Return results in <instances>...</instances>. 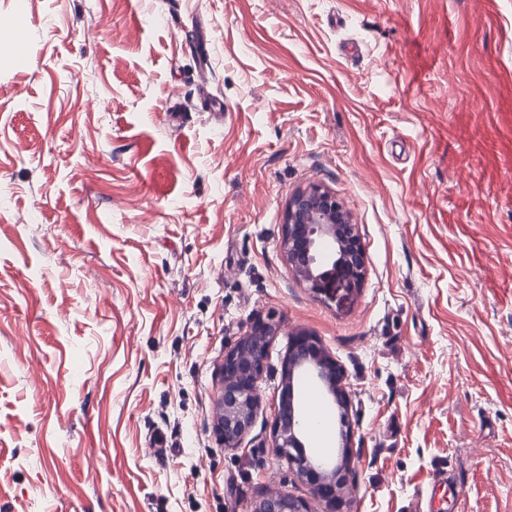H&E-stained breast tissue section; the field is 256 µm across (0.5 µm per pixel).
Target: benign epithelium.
I'll list each match as a JSON object with an SVG mask.
<instances>
[{"label":"benign epithelium","instance_id":"benign-epithelium-1","mask_svg":"<svg viewBox=\"0 0 512 512\" xmlns=\"http://www.w3.org/2000/svg\"><path fill=\"white\" fill-rule=\"evenodd\" d=\"M281 246L289 267L315 295L332 296L338 290L352 295L364 284L367 261L358 225L351 222L342 202L318 185L303 188L288 200ZM275 336L272 319L258 317L238 342L224 351L219 368L222 415L215 431L226 448L241 445L253 426L261 401L258 384ZM282 377L288 390L281 395L273 425V451L288 461L289 469L299 480L312 487L318 507L305 499L270 490L247 512H345V489L353 470V426L347 414L345 373L323 353L316 337L298 333L289 342ZM303 378L315 380L339 413L333 456L306 452V442L316 433L317 426L306 419L296 403L295 385Z\"/></svg>","mask_w":512,"mask_h":512}]
</instances>
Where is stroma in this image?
<instances>
[{
	"label": "stroma",
	"mask_w": 512,
	"mask_h": 512,
	"mask_svg": "<svg viewBox=\"0 0 512 512\" xmlns=\"http://www.w3.org/2000/svg\"><path fill=\"white\" fill-rule=\"evenodd\" d=\"M18 35L27 62L0 57V512L311 498L271 447L300 332L345 372L348 512H415L443 463L459 512H512V0H0V41ZM312 184L365 248L347 300L310 293L280 248ZM259 316L279 326L262 404L227 448L217 370Z\"/></svg>",
	"instance_id": "obj_1"
}]
</instances>
